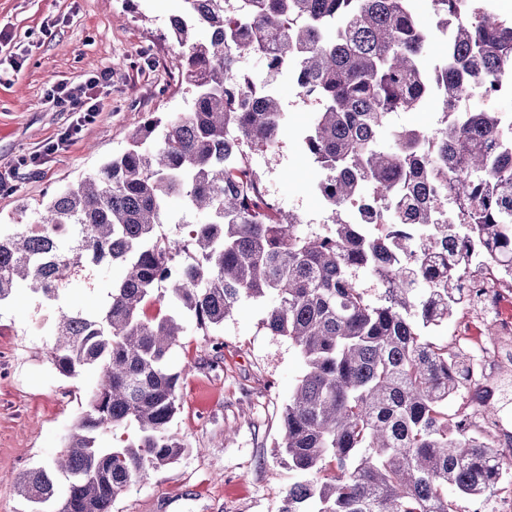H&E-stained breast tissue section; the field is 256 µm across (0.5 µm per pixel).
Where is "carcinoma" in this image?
<instances>
[{"instance_id":"1","label":"carcinoma","mask_w":512,"mask_h":512,"mask_svg":"<svg viewBox=\"0 0 512 512\" xmlns=\"http://www.w3.org/2000/svg\"><path fill=\"white\" fill-rule=\"evenodd\" d=\"M182 2L170 33L191 110L146 118L33 222L0 224V303L25 289L53 307L51 364L67 378L97 371L63 450L19 476L20 494L55 512H112L131 483L177 461L169 356L182 320L216 330L248 298L270 301L263 324L306 365L279 448L308 479L281 512H457L450 487L493 496L512 474V436L503 451L466 406L448 414L474 356L421 329L469 301L480 266L512 283V18L494 0H428L442 35L431 75L434 35L416 0ZM195 28L208 38L194 40ZM250 56L272 76L290 71L318 103L302 146L324 173L322 233L259 195L249 155L274 147L283 112L243 68ZM434 91L437 128L381 143L393 113ZM175 196L185 214L167 235ZM109 267L120 277L103 284ZM75 279L105 290L97 310L66 304ZM149 303L173 311L148 318ZM130 425L135 437L99 445Z\"/></svg>"}]
</instances>
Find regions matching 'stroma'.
Here are the masks:
<instances>
[{"mask_svg":"<svg viewBox=\"0 0 512 512\" xmlns=\"http://www.w3.org/2000/svg\"><path fill=\"white\" fill-rule=\"evenodd\" d=\"M181 0H0V224H14L58 189L123 152L128 135L148 115L188 111L182 56L169 35ZM256 84L271 83L286 120L278 145L253 152L254 167L284 210L307 230L322 231L328 210L317 193L322 172L302 149L301 136L317 109L288 74L270 77L262 58L244 60ZM111 71L100 111L65 150L43 165L17 167L71 121L48 96L52 85L77 86ZM267 305L241 300L223 327L210 333L186 321L170 356L180 375L172 423L187 449L173 464L132 484L112 512H280L296 475L276 445L281 414L305 364L287 337L263 328ZM38 316L27 291L0 306V512H32L16 481L51 462L86 408L95 370L60 376L49 362L50 339L36 333ZM512 339V317L474 321L461 314L430 328L426 339L453 347ZM486 386L468 398L476 414L493 411L494 442L512 435V363L488 364Z\"/></svg>","mask_w":512,"mask_h":512,"instance_id":"obj_1","label":"stroma"}]
</instances>
